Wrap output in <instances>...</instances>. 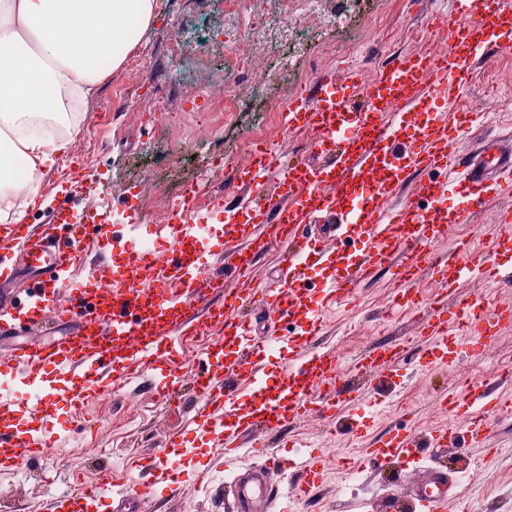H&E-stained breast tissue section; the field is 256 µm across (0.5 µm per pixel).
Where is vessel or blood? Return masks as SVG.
<instances>
[{
  "instance_id": "obj_1",
  "label": "vessel or blood",
  "mask_w": 512,
  "mask_h": 512,
  "mask_svg": "<svg viewBox=\"0 0 512 512\" xmlns=\"http://www.w3.org/2000/svg\"><path fill=\"white\" fill-rule=\"evenodd\" d=\"M459 23L434 20L448 44L447 53L413 51L385 65L364 81L353 67L316 80L281 115L288 130L310 132L313 163L281 164L274 147H260L239 183L248 187L270 171L279 176L273 193L240 197L224 208L218 236L200 224H168V251L151 256L136 239L111 265L90 270L85 284L65 299L47 291L83 260L85 225L71 226L72 240L58 243L56 221L30 230L25 224H1L0 243L24 247L21 261L0 256V309L15 303L14 286L28 277L29 323L66 327L64 336L46 344L20 342L0 355V471L46 459L52 440L46 430L60 405L81 409L123 379L153 371L163 399L176 387L164 368L205 341V362L193 370L198 429L213 448L234 457L246 452L264 458L263 466L242 467L222 492L232 512H268L276 497L303 499L323 478L315 458L302 462L276 455L266 436L282 433L310 417L345 423L360 435L364 421L345 420L350 405L369 394L362 379L391 377L395 366L415 351L428 368L452 363L466 353L495 346L512 325V304L495 305L486 296L456 294L465 280L492 286L512 282V210L498 218L489 250L460 241L441 252L437 243L451 226L472 223L493 199L512 196V142H486L476 153L460 143L482 112L439 113L437 100L459 91L471 65L512 51V0H455ZM414 183L424 207L398 204V192ZM335 251H327V242ZM217 250L234 282L202 270L201 253ZM283 250L281 280L258 288L251 273L260 256ZM388 272L399 285L395 307L423 315L413 336L375 342L341 368L335 348L320 341L323 314L353 303L358 288L377 273ZM431 278L444 296L423 304L417 281ZM261 303L275 321L296 328L292 336L256 334L245 307ZM284 364L268 369L269 352ZM434 406L448 413V425L433 430L426 442L401 428L383 434L366 451L376 467L403 462L418 473L408 489L413 512H447L453 490L486 469L495 451L489 441L495 424L512 419V397L495 385L470 382L462 389L436 393ZM29 419L19 424L18 406ZM461 448L465 462L451 470L423 454L424 448ZM137 499L151 498L160 483L176 484L182 475L169 454L140 465ZM103 489L92 485L79 494H63L60 512H91Z\"/></svg>"
}]
</instances>
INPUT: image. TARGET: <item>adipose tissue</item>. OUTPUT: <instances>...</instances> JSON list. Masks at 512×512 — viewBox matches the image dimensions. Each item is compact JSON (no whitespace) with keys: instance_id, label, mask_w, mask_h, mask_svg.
<instances>
[{"instance_id":"adipose-tissue-1","label":"adipose tissue","mask_w":512,"mask_h":512,"mask_svg":"<svg viewBox=\"0 0 512 512\" xmlns=\"http://www.w3.org/2000/svg\"><path fill=\"white\" fill-rule=\"evenodd\" d=\"M162 0H0V172L14 159L30 171L55 164L73 135H24L34 120L55 121L68 99L98 83L108 59L121 69L118 47L145 41Z\"/></svg>"}]
</instances>
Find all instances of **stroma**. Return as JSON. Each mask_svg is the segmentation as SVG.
<instances>
[{
  "mask_svg": "<svg viewBox=\"0 0 512 512\" xmlns=\"http://www.w3.org/2000/svg\"><path fill=\"white\" fill-rule=\"evenodd\" d=\"M251 7L272 35L262 51L272 74L264 98H241L234 112L211 102L201 91L203 82L197 79L190 56L207 55L216 70L234 61L236 48L223 35L224 7L220 0H164L148 42L129 53L121 70L104 68L77 115L80 152H69L67 158L41 171V192L51 201L29 209L26 223H49L64 206L81 223L118 228L129 223L131 213L144 217L167 211L170 194L176 190L194 194L198 223L218 228L224 222L223 204L235 198L238 169L246 161L242 139L255 130L271 141L279 137L281 113L288 105L281 95L283 84L302 76L332 74L347 63L365 64L363 76L372 80L378 65L399 54L433 51L436 39L425 28L429 16L444 12L449 19L457 17L454 0H422L418 7L408 6L407 0H331V19L306 24L300 40L294 41L284 30L277 0H252ZM145 53L161 60L160 69L147 76L138 70ZM158 88L170 95V112L153 111V92ZM127 96L135 99V111H113L114 102ZM490 96L501 99L502 107L488 123L470 130L462 148H473L488 137L512 138V53L474 63L472 78L459 93L470 108ZM173 113L185 119L183 139L168 142L164 152H153L152 144L163 139ZM202 117L211 126L206 138L196 134ZM219 155L225 162L220 170L211 165ZM146 169L155 172L158 186L142 197L136 195L134 185ZM509 208L512 198L492 200L476 224L456 225L448 244L467 238L485 246L498 230L499 212ZM395 289L386 273L359 288L353 310L326 315L324 343L339 347L347 362L375 339L412 335L413 314L391 311ZM508 357H512V327L502 331L490 357L476 356L427 370L414 358H406L396 367L402 384L379 387L371 403L358 406L357 412L371 417L370 434L375 438L411 422L420 433H428L448 421L432 404L435 389L459 386L466 377L496 380L498 360ZM192 405L189 395L181 406L164 404L144 380L94 399L80 414L61 407L49 429L55 444L45 464L57 473L55 486L45 485L36 465L20 474L0 473V512H51L55 494L76 490L79 483L98 481L106 474L113 483L107 486L97 512H111L112 495L134 492L137 476L128 466L131 454L156 453L173 443L179 446L173 461L185 482L172 488L157 486L153 498L139 502V512H223L207 480L229 479L253 459L228 461L214 452L191 422ZM295 432L333 449L323 460L326 470L321 485L298 512H359L363 500L380 507L402 498L410 477L406 465L365 467L346 489L342 464L359 458L361 442L335 433L329 423L314 418L301 422ZM460 494V499L449 503L448 512H512V451H502L493 468L466 483Z\"/></svg>",
  "mask_w": 512,
  "mask_h": 512,
  "instance_id": "stroma-1",
  "label": "stroma"
}]
</instances>
